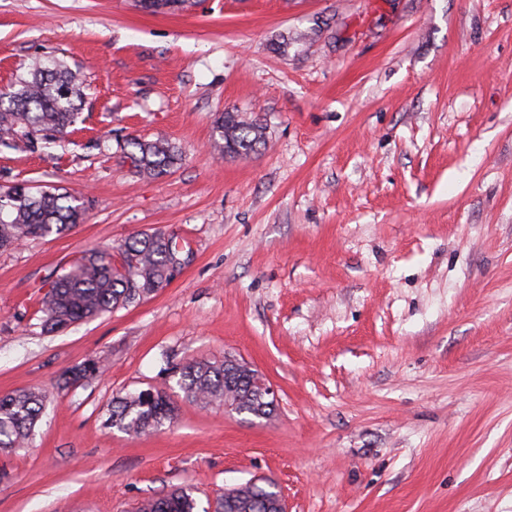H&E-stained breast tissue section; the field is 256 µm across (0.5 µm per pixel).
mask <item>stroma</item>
Listing matches in <instances>:
<instances>
[{
    "mask_svg": "<svg viewBox=\"0 0 512 512\" xmlns=\"http://www.w3.org/2000/svg\"><path fill=\"white\" fill-rule=\"evenodd\" d=\"M39 56L86 81V120L0 153V185L90 208L0 250V396H48L31 445L0 451V512H136L174 487L203 510L258 478L288 512H512V0H0V86ZM226 110L265 149L217 159ZM135 135L182 164L135 174ZM157 229L183 250L169 285L42 330L46 276ZM228 354L275 386L271 417L201 407L166 369ZM148 388L175 420L112 428L113 396Z\"/></svg>",
    "mask_w": 512,
    "mask_h": 512,
    "instance_id": "1",
    "label": "stroma"
}]
</instances>
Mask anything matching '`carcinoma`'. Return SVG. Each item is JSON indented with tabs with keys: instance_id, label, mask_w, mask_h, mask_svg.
Returning a JSON list of instances; mask_svg holds the SVG:
<instances>
[{
	"instance_id": "1",
	"label": "carcinoma",
	"mask_w": 512,
	"mask_h": 512,
	"mask_svg": "<svg viewBox=\"0 0 512 512\" xmlns=\"http://www.w3.org/2000/svg\"><path fill=\"white\" fill-rule=\"evenodd\" d=\"M83 81L60 59H36L29 71L0 90V153H42L65 142L79 120L84 102ZM214 148L222 157H248L265 146L267 127L238 112L217 114ZM125 158L142 177H160L180 165L183 152L167 139L131 136L123 141ZM86 201L63 188L33 190L25 182L0 186V248L60 236L81 223ZM177 250L172 239L157 230L133 236L118 248L93 245L62 273H51L40 298L41 325L54 332L88 321L147 297L169 283L168 270ZM184 397L201 406L228 405L239 414L271 416L275 408L264 401L255 369L230 371L224 362L200 360L173 367ZM80 378L101 373L96 362L69 371ZM156 397L128 393L112 399L108 422L138 437L162 427L174 417L175 406L161 389ZM46 395L22 389L0 397V449L25 446L39 422ZM273 485L248 481L240 499L244 512H266ZM137 512H197L191 491L175 488L143 501Z\"/></svg>"
}]
</instances>
